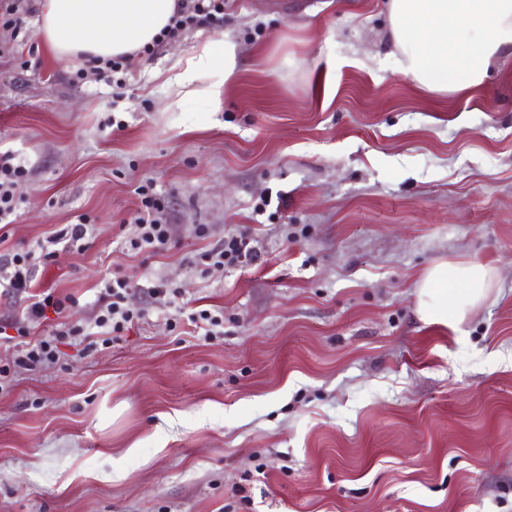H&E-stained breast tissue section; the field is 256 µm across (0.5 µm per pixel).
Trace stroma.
I'll return each mask as SVG.
<instances>
[{"mask_svg": "<svg viewBox=\"0 0 512 512\" xmlns=\"http://www.w3.org/2000/svg\"><path fill=\"white\" fill-rule=\"evenodd\" d=\"M38 12L0 27V152L25 170L0 261L93 224L36 292L88 324L117 272L141 316L0 385V512H512V57L471 99L431 95L389 54L385 0H224L81 80ZM225 33L219 106L169 111L166 69ZM142 185L171 226L152 253L130 245ZM240 234L254 262L199 264ZM441 259L497 270L456 330L414 313Z\"/></svg>", "mask_w": 512, "mask_h": 512, "instance_id": "obj_1", "label": "stroma"}]
</instances>
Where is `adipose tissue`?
<instances>
[{
  "label": "adipose tissue",
  "mask_w": 512,
  "mask_h": 512,
  "mask_svg": "<svg viewBox=\"0 0 512 512\" xmlns=\"http://www.w3.org/2000/svg\"><path fill=\"white\" fill-rule=\"evenodd\" d=\"M389 40L400 75L433 94L471 97L503 56H512V0H387ZM175 0H41L37 19L44 44L57 58L110 59L153 46L168 25ZM237 67L228 35L179 56L164 86L175 100L219 103ZM494 267L439 260L415 291L422 322L452 329L491 299Z\"/></svg>",
  "instance_id": "adipose-tissue-1"
}]
</instances>
